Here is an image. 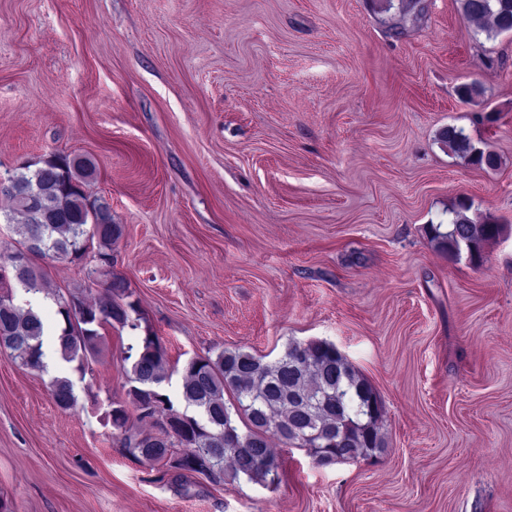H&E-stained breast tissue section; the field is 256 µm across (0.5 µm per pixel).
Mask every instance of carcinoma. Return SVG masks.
Masks as SVG:
<instances>
[{
  "mask_svg": "<svg viewBox=\"0 0 512 512\" xmlns=\"http://www.w3.org/2000/svg\"><path fill=\"white\" fill-rule=\"evenodd\" d=\"M458 2L477 33L497 36L512 26V0ZM439 141L469 165L493 169L500 163L495 152L477 147L462 127L444 128ZM95 172V163L87 157L53 154L23 162L9 173L17 187L35 193L41 218L25 214L23 222H16L15 214L21 213L16 205L4 215L6 223L15 224L19 240L0 248V353L39 375L47 373L44 322L33 299L45 290L46 271L33 263L35 258L81 261L97 246L98 268L87 278L102 284L110 297L91 305L85 288L56 294L64 362H78L77 369L84 373L95 358L100 330L116 324L140 328L139 302L126 279L112 272V241L123 227L114 223L108 201L92 199L86 191ZM472 206L470 199L459 200L450 211L448 229L431 224L428 233L442 251L457 256L465 248L478 263L484 244L499 236L501 226L490 220L471 222L467 212ZM18 269L26 277L23 291L29 296L23 306L5 301ZM120 360L130 364L128 400H109L105 416L121 446L157 471V481L176 473L213 484L243 478L274 486L281 461L270 448L272 437L306 450L321 466L372 459L384 448L377 392L331 343L291 341L269 362L241 348L195 357L183 368L176 401L165 393L170 379L166 352L151 330L139 337L138 349L128 347ZM49 392L63 410L76 404L75 385L67 376L51 378ZM226 393L232 402L225 401ZM148 418L155 419L158 433L135 427L134 421ZM240 422L246 431H240Z\"/></svg>",
  "mask_w": 512,
  "mask_h": 512,
  "instance_id": "obj_1",
  "label": "carcinoma"
}]
</instances>
